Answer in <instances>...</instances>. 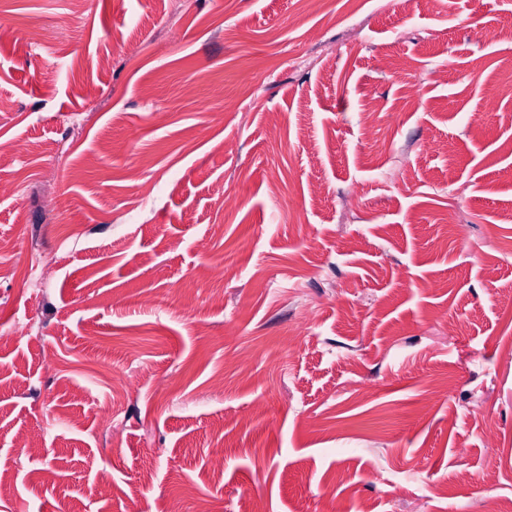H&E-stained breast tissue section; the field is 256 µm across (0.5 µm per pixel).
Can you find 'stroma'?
Here are the masks:
<instances>
[{"mask_svg":"<svg viewBox=\"0 0 512 512\" xmlns=\"http://www.w3.org/2000/svg\"><path fill=\"white\" fill-rule=\"evenodd\" d=\"M510 28L0 0V512L512 503Z\"/></svg>","mask_w":512,"mask_h":512,"instance_id":"obj_1","label":"stroma"}]
</instances>
